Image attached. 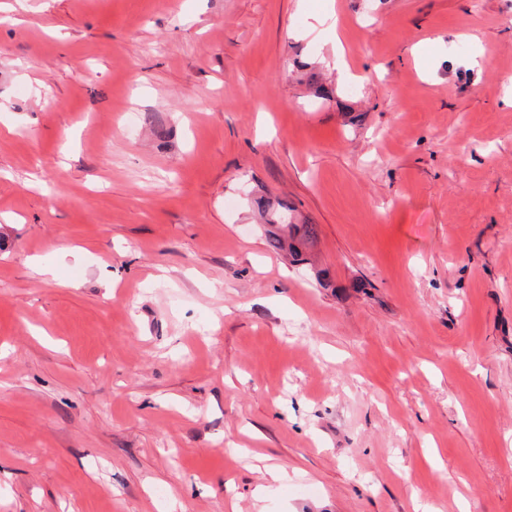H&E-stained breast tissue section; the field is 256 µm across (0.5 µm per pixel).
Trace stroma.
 Returning a JSON list of instances; mask_svg holds the SVG:
<instances>
[{
  "label": "stroma",
  "instance_id": "1",
  "mask_svg": "<svg viewBox=\"0 0 512 512\" xmlns=\"http://www.w3.org/2000/svg\"><path fill=\"white\" fill-rule=\"evenodd\" d=\"M511 78L512 0H0V512H512ZM254 207L258 209L268 224H278L277 232L270 231L267 237V244L272 250H286L288 254L297 261H306L302 257L301 246L312 240L316 230L313 224H281L283 222L285 211H290L287 203L277 202V206L273 208V204L265 198H257L254 200Z\"/></svg>",
  "mask_w": 512,
  "mask_h": 512
}]
</instances>
